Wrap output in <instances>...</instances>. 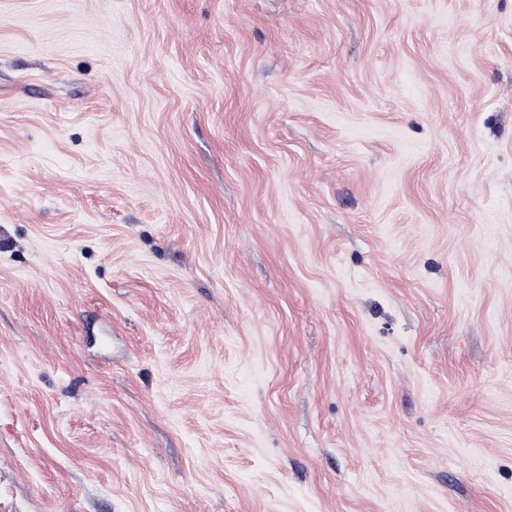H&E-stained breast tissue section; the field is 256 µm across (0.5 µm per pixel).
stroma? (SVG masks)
I'll return each instance as SVG.
<instances>
[{"label":"stroma","instance_id":"stroma-1","mask_svg":"<svg viewBox=\"0 0 512 512\" xmlns=\"http://www.w3.org/2000/svg\"><path fill=\"white\" fill-rule=\"evenodd\" d=\"M0 512H512V0H0Z\"/></svg>","mask_w":512,"mask_h":512}]
</instances>
